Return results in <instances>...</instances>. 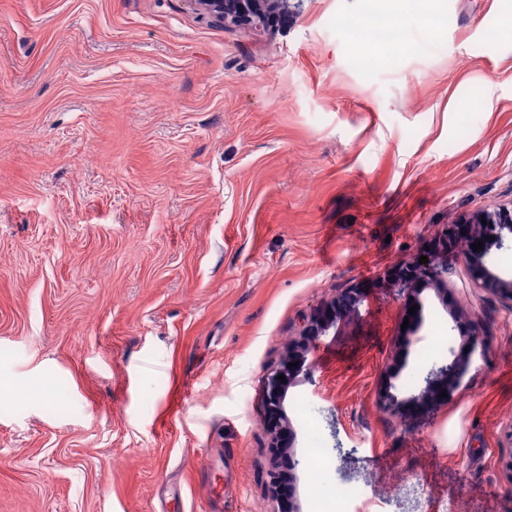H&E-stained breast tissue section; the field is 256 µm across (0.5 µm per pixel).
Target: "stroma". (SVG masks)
<instances>
[{"label":"stroma","instance_id":"35a3bbf8","mask_svg":"<svg viewBox=\"0 0 512 512\" xmlns=\"http://www.w3.org/2000/svg\"><path fill=\"white\" fill-rule=\"evenodd\" d=\"M380 7L403 42L361 69L341 21L363 0L264 27L193 0H0V512H278L265 372L348 288L357 313L289 377L301 512L309 419L325 499L365 491L350 512H512V308L448 253L410 346L393 286L445 225L512 204V39L485 41L512 0H439L437 29L427 0ZM459 307L487 355L447 401L389 411L437 334L459 344Z\"/></svg>","mask_w":512,"mask_h":512}]
</instances>
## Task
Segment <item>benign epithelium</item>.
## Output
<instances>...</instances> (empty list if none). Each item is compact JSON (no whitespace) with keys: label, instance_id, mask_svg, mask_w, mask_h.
I'll return each mask as SVG.
<instances>
[{"label":"benign epithelium","instance_id":"7a95c632","mask_svg":"<svg viewBox=\"0 0 512 512\" xmlns=\"http://www.w3.org/2000/svg\"><path fill=\"white\" fill-rule=\"evenodd\" d=\"M206 13L221 21L236 23L242 17L261 21L266 16L290 7L291 0H196ZM470 229L466 236L459 234V226L450 224L446 226L437 241L440 251H448L460 247V255L468 273L480 287L500 297L512 305V277L501 276L490 267L492 251L500 250L512 242V207H500L493 211H486L478 216L464 220ZM483 242L484 248L478 252L473 251L471 244ZM423 283L440 290L448 285V266L435 263H412L401 267L396 281L398 291L408 296L409 305L415 307V314L411 315L410 336L408 344L421 340L420 332L425 324V305L419 298L418 291L413 285ZM361 297L356 290L350 289L336 297L335 313L329 318H315L304 324L301 331L299 346H292L283 361L267 370V410L270 418L269 428L271 434L270 447L278 448L279 434L286 432L293 434L292 425L284 410V400L287 382L277 379L282 374L289 377L294 371L311 372V366L306 363L303 345L314 336H324L336 327V324L347 314L358 309ZM453 323L458 324L464 320L471 322L469 332L461 337L458 346L448 348L446 362L432 365L422 373V386L419 393L406 399H398L397 395H387L388 406L393 410L401 409L407 402L422 403L426 400L437 399L439 395L451 396L462 385L470 370L473 355L479 345L480 332L475 317L462 311L450 313ZM293 367H288V364Z\"/></svg>","mask_w":512,"mask_h":512}]
</instances>
